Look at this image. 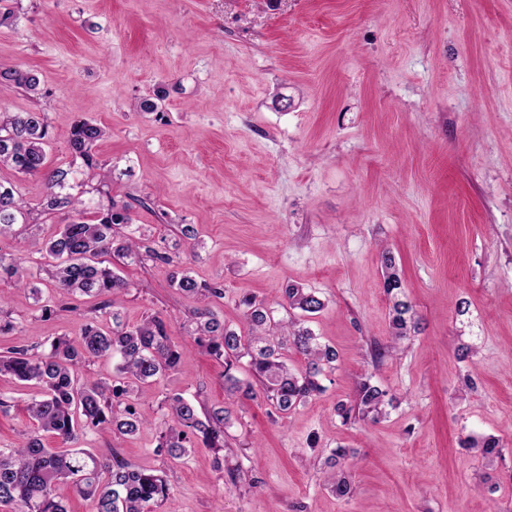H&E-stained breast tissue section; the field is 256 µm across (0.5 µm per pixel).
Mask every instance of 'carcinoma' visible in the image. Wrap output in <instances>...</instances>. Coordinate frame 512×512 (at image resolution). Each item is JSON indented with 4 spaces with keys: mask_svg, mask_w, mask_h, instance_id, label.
<instances>
[{
    "mask_svg": "<svg viewBox=\"0 0 512 512\" xmlns=\"http://www.w3.org/2000/svg\"><path fill=\"white\" fill-rule=\"evenodd\" d=\"M38 77L18 68H0V92L22 89L34 91ZM107 135L104 127L91 120H79L70 129L68 144L80 158L83 169L72 166L50 169L45 146L49 125L41 110L0 112V167L22 175H40L46 193L39 203L41 213L62 210L72 218L49 240L35 239L31 252L44 254L53 262L41 268L64 298L87 296L99 299L92 312L107 315L112 325L103 329L85 325L80 336L60 337L47 350L11 347L0 355V373L21 382H35L43 396L27 405L35 428L24 434L14 448L0 450V506L11 512H68L55 494L60 483H70L92 506V512H150L152 505L164 504L171 495L167 475L162 470L135 468L117 454L104 456L85 448L56 450L43 442L48 433L72 442L85 430L129 436L150 423L147 414L130 401L136 388L150 384L179 369L181 352L171 342L168 325L158 315H148L129 325L119 311L126 281L104 265L103 257L116 256L128 263L148 261L171 264L174 257L146 244L145 232L132 223L130 205L118 204L112 189L95 172L98 167L94 148ZM98 196L94 222L85 220L84 195ZM38 223L16 184L0 178V237L12 233L17 224ZM384 289L393 298L391 337L398 342L408 331L407 314L411 306L398 298L401 288L395 272V258L381 253ZM15 279L33 299H40L41 288L28 279L21 261L0 253V280ZM171 287L203 300L224 298V289L197 281L183 268L172 276ZM284 294L291 310H300L288 320H277L274 311L261 301L245 298L250 335L244 336L224 325L205 307L195 313V342L210 356L224 361V384L231 393L254 399L252 385H241L234 368L244 358L274 410L286 414L322 390L318 376L336 368L338 353L322 345L312 331L303 326L304 318L319 313L323 301L313 292L292 284ZM295 350L306 359L304 370L294 373L281 361V351ZM116 360L115 377L79 379L78 370L98 358ZM387 392L365 378L358 381L352 403L337 405V413L348 422L355 419L379 421L385 415ZM167 409L157 454L170 460L186 457L199 441L206 448L224 449V428L228 417L224 408L206 410L181 393L165 399ZM467 447L485 458L502 456L500 440L493 436L467 440ZM350 456L347 448H336L327 458L333 468L328 474L331 490L337 497L350 494L351 483L343 471L335 470Z\"/></svg>",
    "mask_w": 512,
    "mask_h": 512,
    "instance_id": "obj_1",
    "label": "carcinoma"
}]
</instances>
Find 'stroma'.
<instances>
[{
    "label": "stroma",
    "instance_id": "stroma-1",
    "mask_svg": "<svg viewBox=\"0 0 512 512\" xmlns=\"http://www.w3.org/2000/svg\"><path fill=\"white\" fill-rule=\"evenodd\" d=\"M0 65L35 73L38 92L0 108L45 112L48 167L73 161V124L108 130L95 155L118 203L158 250L181 242L193 275L223 286L212 310L244 325L243 297L288 314L295 284L325 303L309 328L334 346L321 393L283 417L224 389V366L186 328L200 301L172 288L173 265L113 260L123 316L158 314L182 349L177 371L143 386L150 422L94 431L79 447L167 467L172 497L154 512H512V0H0ZM147 99L158 109L140 108ZM149 208H141V200ZM64 215L16 225L0 251L35 272L31 237ZM196 236L181 239L182 226ZM395 257L418 327L381 365L391 302L381 250ZM43 300L14 281L0 305L16 324L0 353L76 336L92 299ZM467 306L458 315V306ZM472 354H465V347ZM394 402L378 422H342L360 377ZM472 385H465V378ZM228 410L224 448L163 465L155 453L166 394ZM0 448L33 429L39 388L0 374ZM494 436L499 458L462 448ZM352 492L325 488L332 449ZM238 470L237 482L222 470Z\"/></svg>",
    "mask_w": 512,
    "mask_h": 512
}]
</instances>
